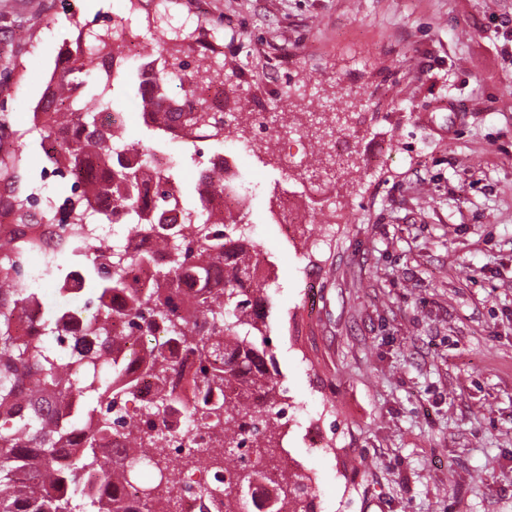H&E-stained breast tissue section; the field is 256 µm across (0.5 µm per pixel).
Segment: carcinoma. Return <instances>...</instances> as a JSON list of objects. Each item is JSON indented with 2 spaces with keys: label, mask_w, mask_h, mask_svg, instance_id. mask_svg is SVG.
Listing matches in <instances>:
<instances>
[{
  "label": "carcinoma",
  "mask_w": 512,
  "mask_h": 512,
  "mask_svg": "<svg viewBox=\"0 0 512 512\" xmlns=\"http://www.w3.org/2000/svg\"><path fill=\"white\" fill-rule=\"evenodd\" d=\"M191 36L175 32L167 40L154 39L151 55L158 66L149 98L137 72L123 70L113 55H101L97 62L74 59L58 86L67 93L81 90L74 104L89 91L102 111L110 112L115 85L121 82L131 90L128 99L148 112L146 125L153 131L167 135L174 121L220 139L224 113L213 111L197 86H183L179 95L169 89L172 72L185 73L188 64L178 60L167 41ZM85 69L96 75L91 88L78 78ZM71 108L73 104L53 112L56 127L66 131L54 147V162L59 171L83 175L81 213L59 249L42 256L36 269L28 267L27 260L40 253L47 225L35 219L32 197L16 187L23 180L22 159L0 160V180L9 187V193L0 197V209L13 217L9 224L0 223V512H72L71 500L82 493L81 475L88 468L112 487L111 494L90 504L97 512H122L118 491L126 477L117 465L99 458V440L115 433L134 449L161 439L155 427L142 426L137 417H112L135 394L133 383L125 379L132 366L121 354L126 343L139 342L148 352L156 393L146 415H165L181 406L169 386L175 363L162 352V345L147 341L150 327L158 321L165 323L170 339L199 359L197 383L207 394L217 393L215 401L206 399L191 413L204 427L224 433V455L213 457V464L224 469L227 478L224 487L201 486L197 494L212 501L222 498L228 505L245 497L250 480L260 475L280 486L287 512H314V503L305 499L301 476L287 475L276 465L259 474L223 460L225 455L237 456L247 442L253 448L275 450L283 440L281 394L276 372L268 367L273 361L266 324L269 297L266 281L256 277L254 255L242 244L246 225L187 207L176 186L177 162L147 174L139 157L151 148L127 143L116 128L103 129L96 116ZM221 189V178L206 174L195 185L197 200ZM117 209L127 211L129 223L148 247L134 255L117 250L107 265L97 258L79 259V242L89 218L104 219ZM190 224L195 229L187 234L184 229ZM79 262L85 290L97 304L82 335L75 338L77 355L71 359L51 349L53 325L21 337L14 333V323L31 300L22 284L36 278L56 280ZM147 266L154 267L153 287H133L134 273ZM108 296L112 306L125 312V336L112 335L111 309L102 304ZM89 395L96 396V405L70 421H59L57 413L75 397ZM73 427L85 436V443L65 477L55 458ZM153 466L159 485L144 493L146 507L148 512H168L159 496L160 485L173 483L178 463L160 454Z\"/></svg>",
  "instance_id": "cac0c4a2"
}]
</instances>
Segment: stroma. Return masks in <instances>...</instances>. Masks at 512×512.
Returning a JSON list of instances; mask_svg holds the SVG:
<instances>
[{"mask_svg":"<svg viewBox=\"0 0 512 512\" xmlns=\"http://www.w3.org/2000/svg\"><path fill=\"white\" fill-rule=\"evenodd\" d=\"M151 44L200 30L232 77L223 141L157 136L117 91L127 141L194 174L240 166L241 214L277 270L267 293L287 449L321 512H512V0H0V158L38 175L33 107L78 31ZM337 103L348 167L320 175L314 223L271 211L318 169L305 112ZM326 445L312 447L309 426Z\"/></svg>","mask_w":512,"mask_h":512,"instance_id":"stroma-1","label":"stroma"}]
</instances>
